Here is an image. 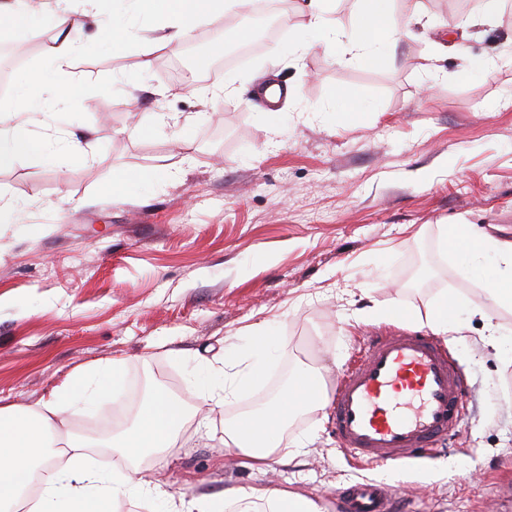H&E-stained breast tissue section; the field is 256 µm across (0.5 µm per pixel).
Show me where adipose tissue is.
I'll list each match as a JSON object with an SVG mask.
<instances>
[{
  "instance_id": "1",
  "label": "adipose tissue",
  "mask_w": 512,
  "mask_h": 512,
  "mask_svg": "<svg viewBox=\"0 0 512 512\" xmlns=\"http://www.w3.org/2000/svg\"><path fill=\"white\" fill-rule=\"evenodd\" d=\"M134 12L152 24L158 35L154 49L164 50L181 42L196 26L209 23L217 16L240 9L247 0H129ZM314 7L302 25L305 37L328 45L344 44L346 53L374 62L377 52L399 32L409 31L410 20L399 19L394 0H358L355 26L357 36L342 43L344 27L336 19L335 0H313ZM39 13L54 28L62 31L59 44L45 52L46 65L32 72L20 84L15 98L18 108L0 113V169L10 166L31 150L28 126L37 124L45 102L69 104L80 98L76 85L59 86L58 77L67 75L76 47L69 34L80 25L62 0H0V20L22 21L32 11ZM464 241V276L480 269V258L494 252L498 264L492 275L482 277L481 284L492 303L512 313V242L486 234L472 233L463 225H445L440 242L444 245ZM274 348L271 337L258 335L253 346V362L245 368L224 374L221 383L206 394L215 406L237 396L256 381L261 361ZM106 373L113 383H121L122 361L100 365L98 370L75 373L61 388L51 392L37 407L20 411L0 407V512H8L16 504L37 473H44L42 491L28 512H117L116 503L126 485L138 483L147 495L163 498L164 484L131 475L114 476L94 466L86 450L88 441L80 436H67L58 442L56 433L63 427L67 413L92 395L91 386L98 373ZM327 392L320 369L299 370L293 376L287 393L258 412L241 415L224 430V450L239 458L242 466L265 472L271 462H292V455L282 452L284 428L294 415L307 410L324 409ZM185 419L179 399L159 393L146 401L130 426L111 443L116 453L134 458L151 451L170 447ZM168 512H324L317 500L291 492L274 484H258L247 488L231 486L217 494H204L190 500L173 501Z\"/></svg>"
}]
</instances>
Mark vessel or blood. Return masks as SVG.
Segmentation results:
<instances>
[{
  "instance_id": "vessel-or-blood-1",
  "label": "vessel or blood",
  "mask_w": 512,
  "mask_h": 512,
  "mask_svg": "<svg viewBox=\"0 0 512 512\" xmlns=\"http://www.w3.org/2000/svg\"><path fill=\"white\" fill-rule=\"evenodd\" d=\"M467 398L463 375L433 336L398 330L371 337L336 377L326 412L340 449L365 466L432 454L457 426ZM392 488L357 483L343 512H389Z\"/></svg>"
}]
</instances>
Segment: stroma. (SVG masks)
Masks as SVG:
<instances>
[{"label": "stroma", "instance_id": "1", "mask_svg": "<svg viewBox=\"0 0 512 512\" xmlns=\"http://www.w3.org/2000/svg\"><path fill=\"white\" fill-rule=\"evenodd\" d=\"M309 6L249 0L154 53L140 22L121 51L106 45L105 9L76 32L71 78L86 97L31 127L34 150L0 169V195L25 206L0 218V406L33 407L79 368L119 358L122 386L72 412L68 429L118 433L139 392L179 398L187 421L172 447L123 466L149 470L173 498L271 480L337 512L350 484L375 481L395 489L399 512H512V313L494 311L439 248L445 224L512 240V0L466 29L456 20L484 0H395L399 18L421 15L417 35L372 64L317 44L293 52ZM275 25L276 40L217 81L173 72L208 68L212 44ZM56 38L29 15L22 41L0 37V74L16 85ZM472 56L493 70L469 72ZM268 82L291 92L275 133L260 117ZM344 90L364 111L351 113ZM139 122L148 135L126 134ZM75 138L93 159L73 157ZM446 290L460 303L440 340L468 396L440 455L360 466L316 412L288 425V440L307 443L298 462L264 474L225 455V423L276 399L290 372L337 374ZM376 307L399 314L381 320ZM487 314L503 326L500 346ZM259 328L277 339L264 381L212 406L204 378L249 358Z\"/></svg>", "mask_w": 512, "mask_h": 512}]
</instances>
